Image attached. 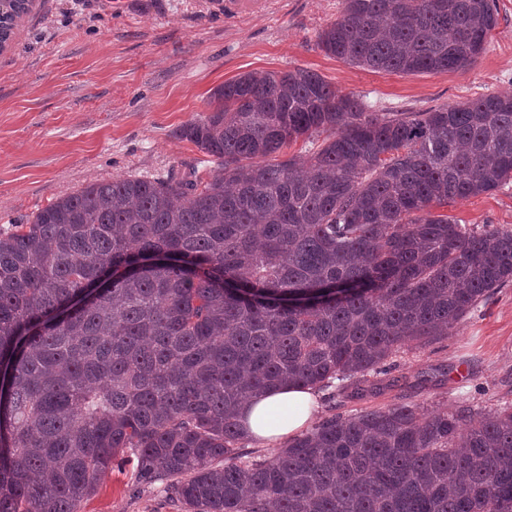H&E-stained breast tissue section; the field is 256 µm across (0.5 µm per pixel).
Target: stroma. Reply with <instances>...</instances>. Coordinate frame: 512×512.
<instances>
[{"mask_svg": "<svg viewBox=\"0 0 512 512\" xmlns=\"http://www.w3.org/2000/svg\"><path fill=\"white\" fill-rule=\"evenodd\" d=\"M343 0H34L0 51V227L24 224L58 197L97 180L157 179L215 159L180 135L208 113L210 95L249 72L304 68L376 112H421L490 93L512 94V0H496L498 24L464 72H375L326 54L319 33ZM449 219L512 230V183L448 206ZM409 401L428 410L512 404V282L481 302L452 336L392 358ZM397 401L383 375L343 416ZM124 453L78 512H174L161 483L138 480Z\"/></svg>", "mask_w": 512, "mask_h": 512, "instance_id": "35a3bbf8", "label": "stroma"}]
</instances>
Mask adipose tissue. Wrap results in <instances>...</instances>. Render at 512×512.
<instances>
[{
    "mask_svg": "<svg viewBox=\"0 0 512 512\" xmlns=\"http://www.w3.org/2000/svg\"><path fill=\"white\" fill-rule=\"evenodd\" d=\"M318 411L315 389L285 384L246 401L240 423L251 440L272 446L296 437Z\"/></svg>",
    "mask_w": 512,
    "mask_h": 512,
    "instance_id": "adipose-tissue-1",
    "label": "adipose tissue"
}]
</instances>
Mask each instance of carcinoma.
Segmentation results:
<instances>
[{
  "label": "carcinoma",
  "mask_w": 512,
  "mask_h": 512,
  "mask_svg": "<svg viewBox=\"0 0 512 512\" xmlns=\"http://www.w3.org/2000/svg\"><path fill=\"white\" fill-rule=\"evenodd\" d=\"M29 2L0 0V44ZM497 23L495 0H343L318 44L466 71ZM211 105L180 130L211 180L96 181L0 229V512H78L127 449L179 512H512V405L333 414L269 458L238 420L283 383L346 381L336 409L512 281V230L440 212L512 181V95L373 112L297 68Z\"/></svg>",
  "instance_id": "cac0c4a2"
}]
</instances>
